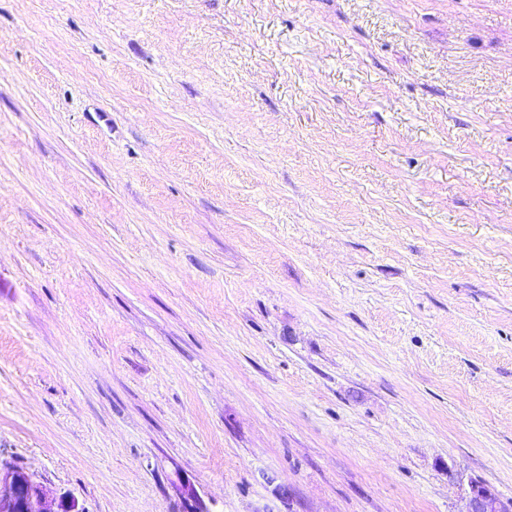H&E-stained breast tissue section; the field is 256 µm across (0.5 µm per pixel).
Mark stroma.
Returning <instances> with one entry per match:
<instances>
[{
  "label": "stroma",
  "instance_id": "1",
  "mask_svg": "<svg viewBox=\"0 0 512 512\" xmlns=\"http://www.w3.org/2000/svg\"><path fill=\"white\" fill-rule=\"evenodd\" d=\"M0 453L80 512L512 501V0H0ZM464 509L460 512H509L503 501L487 486L470 482L464 498Z\"/></svg>",
  "mask_w": 512,
  "mask_h": 512
}]
</instances>
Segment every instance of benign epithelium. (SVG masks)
Masks as SVG:
<instances>
[{"instance_id":"benign-epithelium-1","label":"benign epithelium","mask_w":512,"mask_h":512,"mask_svg":"<svg viewBox=\"0 0 512 512\" xmlns=\"http://www.w3.org/2000/svg\"><path fill=\"white\" fill-rule=\"evenodd\" d=\"M182 512H209L194 486L179 485ZM461 512H508L503 501L487 486L470 482ZM0 512H82L75 501L55 499L24 467L0 457Z\"/></svg>"}]
</instances>
